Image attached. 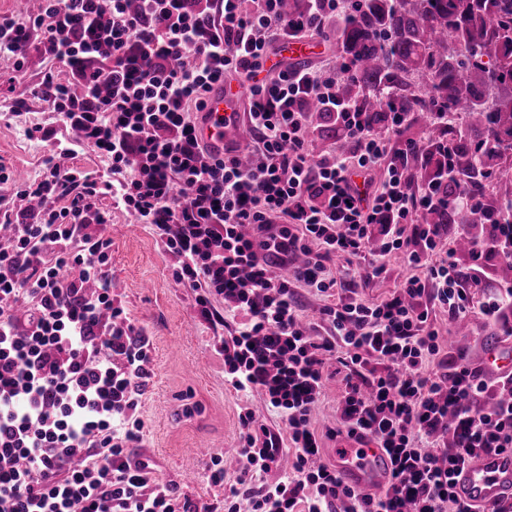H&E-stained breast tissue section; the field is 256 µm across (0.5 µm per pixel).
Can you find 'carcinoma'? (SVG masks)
<instances>
[{
  "instance_id": "cac0c4a2",
  "label": "carcinoma",
  "mask_w": 512,
  "mask_h": 512,
  "mask_svg": "<svg viewBox=\"0 0 512 512\" xmlns=\"http://www.w3.org/2000/svg\"><path fill=\"white\" fill-rule=\"evenodd\" d=\"M334 36L356 73L339 93L375 120L384 119L389 96L408 112L471 118L465 132L429 120L425 170L432 174L444 163L441 143H455L463 186L483 202L465 212L450 206L420 217L424 224L465 225L468 235L456 251L469 252L488 225L512 212V197H485L497 160L512 152V0H354Z\"/></svg>"
}]
</instances>
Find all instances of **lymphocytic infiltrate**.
<instances>
[{
    "label": "lymphocytic infiltrate",
    "instance_id": "obj_1",
    "mask_svg": "<svg viewBox=\"0 0 512 512\" xmlns=\"http://www.w3.org/2000/svg\"><path fill=\"white\" fill-rule=\"evenodd\" d=\"M40 2L24 20L0 15V54L15 70L34 49L69 70L32 90L60 124L38 130L52 145L45 176L20 182L0 168V512H212L132 454L150 348L112 294L106 196L162 238L198 318L228 332L226 382L260 393L280 422L241 414L235 478L210 474L226 486L224 512H474L454 476L474 455L512 451V400L501 398L512 373L489 377L448 356L430 312L512 315V284L480 306L471 298L486 248L512 260V224L473 242L475 266L462 276L448 225L420 215L470 210L474 195H440L438 182L464 180L448 164L415 190L408 158L425 146L401 140L408 113L386 100V123L374 125L339 94L354 74L342 60L265 70L276 42L322 36L342 0H306L299 17L282 0ZM227 78L249 92L251 140L217 155L197 126ZM313 105L348 150L311 155ZM79 142L111 159V179L58 164ZM395 255L413 275L365 302L361 288ZM303 288L325 299L313 326ZM334 373L344 389L330 434L385 449L393 470L379 491L344 484L319 460L312 418ZM487 395L494 402L481 407Z\"/></svg>",
    "mask_w": 512,
    "mask_h": 512
}]
</instances>
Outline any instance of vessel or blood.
Wrapping results in <instances>:
<instances>
[{
    "instance_id": "obj_1",
    "label": "vessel or blood",
    "mask_w": 512,
    "mask_h": 512,
    "mask_svg": "<svg viewBox=\"0 0 512 512\" xmlns=\"http://www.w3.org/2000/svg\"><path fill=\"white\" fill-rule=\"evenodd\" d=\"M241 102L240 84L218 82L210 90L198 133L214 151L223 152L230 141L242 139ZM483 367L485 374L493 376L512 372V347L490 341ZM332 455L339 477L355 488L374 490L383 487L390 477V459L372 441L340 444ZM456 490L464 499L482 507L512 499V452L471 457L457 479Z\"/></svg>"
}]
</instances>
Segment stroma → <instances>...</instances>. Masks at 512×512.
<instances>
[{"mask_svg": "<svg viewBox=\"0 0 512 512\" xmlns=\"http://www.w3.org/2000/svg\"><path fill=\"white\" fill-rule=\"evenodd\" d=\"M47 69L35 51L20 73L11 58L0 55V77L14 80L0 88V166L30 179L42 174L48 145L29 137L28 130L57 125L54 114L31 92ZM102 206L110 216L106 235L111 240L112 291L150 343L152 378L138 406L144 429L134 453L149 459L155 476L176 484L191 501L224 512V488L210 479L212 461L227 460L229 451L238 448L244 409L272 426L277 419L259 393L238 392L225 384L221 339L197 318L196 294L175 280L174 260L152 227L135 223L111 199H103ZM342 390L339 378H330L314 414L325 463L338 443L327 431L336 422ZM202 437L207 447H198Z\"/></svg>", "mask_w": 512, "mask_h": 512, "instance_id": "35a3bbf8", "label": "stroma"}]
</instances>
